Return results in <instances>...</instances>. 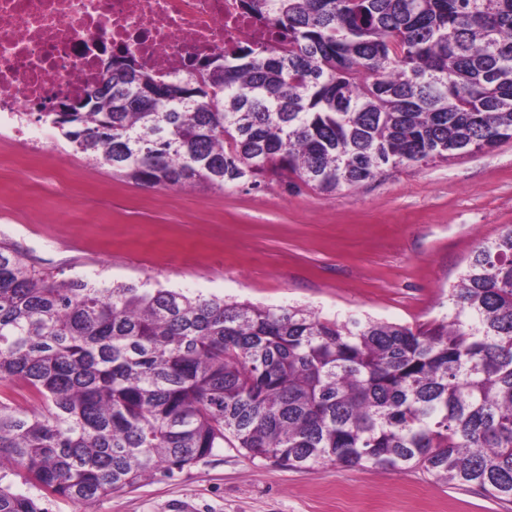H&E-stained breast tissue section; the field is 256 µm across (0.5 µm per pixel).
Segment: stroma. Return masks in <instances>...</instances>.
Listing matches in <instances>:
<instances>
[{"mask_svg": "<svg viewBox=\"0 0 512 512\" xmlns=\"http://www.w3.org/2000/svg\"><path fill=\"white\" fill-rule=\"evenodd\" d=\"M38 156L0 132V226L29 262L63 277L150 280L191 294L298 304L346 319L437 317L442 288L477 239L512 226V141L489 152L390 170L325 195L260 185L149 188L89 164L50 124L31 120ZM50 512H512V503L435 482L417 468L305 472L227 448L171 477Z\"/></svg>", "mask_w": 512, "mask_h": 512, "instance_id": "35a3bbf8", "label": "stroma"}]
</instances>
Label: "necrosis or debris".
<instances>
[{"label":"necrosis or debris","instance_id":"obj_1","mask_svg":"<svg viewBox=\"0 0 512 512\" xmlns=\"http://www.w3.org/2000/svg\"><path fill=\"white\" fill-rule=\"evenodd\" d=\"M284 41L246 0H0V128L24 135L33 105L81 94L115 52L175 76L194 57Z\"/></svg>","mask_w":512,"mask_h":512}]
</instances>
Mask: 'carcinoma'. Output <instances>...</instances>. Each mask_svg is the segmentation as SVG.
<instances>
[{
	"label": "carcinoma",
	"instance_id": "carcinoma-1",
	"mask_svg": "<svg viewBox=\"0 0 512 512\" xmlns=\"http://www.w3.org/2000/svg\"><path fill=\"white\" fill-rule=\"evenodd\" d=\"M288 51L170 80L112 54L70 112L87 161L148 187L287 172L331 194L512 139V0H249ZM414 325L60 279L0 240V512L89 503L228 446L302 472L408 466L512 502V227ZM40 402L27 412L16 394Z\"/></svg>",
	"mask_w": 512,
	"mask_h": 512
}]
</instances>
